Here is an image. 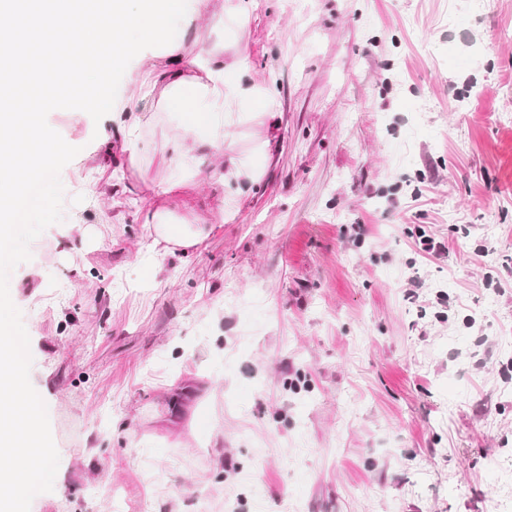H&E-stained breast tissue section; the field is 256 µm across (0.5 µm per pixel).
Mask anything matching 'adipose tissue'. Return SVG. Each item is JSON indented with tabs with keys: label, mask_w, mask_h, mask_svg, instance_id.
Masks as SVG:
<instances>
[{
	"label": "adipose tissue",
	"mask_w": 512,
	"mask_h": 512,
	"mask_svg": "<svg viewBox=\"0 0 512 512\" xmlns=\"http://www.w3.org/2000/svg\"><path fill=\"white\" fill-rule=\"evenodd\" d=\"M184 0H0V90L11 96L0 112V236L10 230L14 198L29 180L41 177L48 158L49 134L42 115L69 104L105 113L120 134H103L100 144L118 148L126 166L141 168L151 150L137 100L155 101L163 112H186L184 134L164 143L181 171L167 191L185 187L199 153L223 155L228 90L224 81V43L200 29L192 47L170 52L166 64L151 63L128 71L137 90L126 99L112 95V72L136 47L126 37L139 29L158 38L166 19L182 11ZM24 56L39 66L36 79L20 80L15 65ZM145 223L155 230L163 250L190 248L206 235L204 225L179 220L163 207L147 211Z\"/></svg>",
	"instance_id": "adipose-tissue-1"
}]
</instances>
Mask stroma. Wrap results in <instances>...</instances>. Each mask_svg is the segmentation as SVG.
<instances>
[{
  "mask_svg": "<svg viewBox=\"0 0 512 512\" xmlns=\"http://www.w3.org/2000/svg\"><path fill=\"white\" fill-rule=\"evenodd\" d=\"M223 195L168 253L159 156L70 198L9 279L60 461L30 512H502L512 463V0H223ZM106 166L101 115L45 113ZM445 242L432 255L423 242ZM144 223L152 224L155 230V244L165 251L174 247L190 248L197 245L206 235V224L182 223L173 207L147 211ZM194 226V227H193Z\"/></svg>",
  "mask_w": 512,
  "mask_h": 512,
  "instance_id": "stroma-1",
  "label": "stroma"
}]
</instances>
